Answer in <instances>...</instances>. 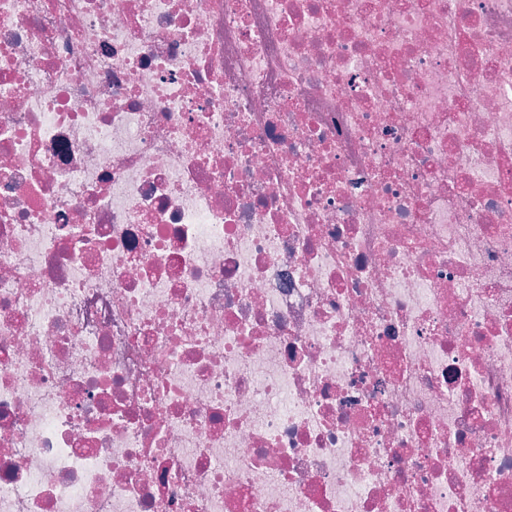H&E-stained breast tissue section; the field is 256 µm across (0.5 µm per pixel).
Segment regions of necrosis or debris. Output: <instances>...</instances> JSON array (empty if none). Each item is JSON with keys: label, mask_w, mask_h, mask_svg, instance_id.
<instances>
[{"label": "necrosis or debris", "mask_w": 512, "mask_h": 512, "mask_svg": "<svg viewBox=\"0 0 512 512\" xmlns=\"http://www.w3.org/2000/svg\"><path fill=\"white\" fill-rule=\"evenodd\" d=\"M0 512H512V0H0Z\"/></svg>", "instance_id": "obj_1"}]
</instances>
